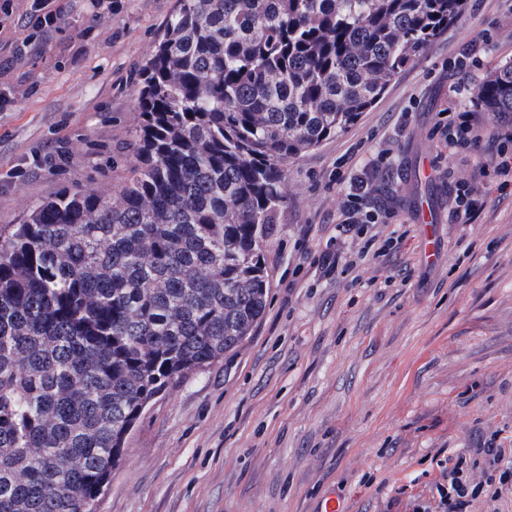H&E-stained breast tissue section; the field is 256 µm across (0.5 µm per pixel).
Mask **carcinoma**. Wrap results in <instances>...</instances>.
Segmentation results:
<instances>
[{
	"label": "carcinoma",
	"instance_id": "carcinoma-1",
	"mask_svg": "<svg viewBox=\"0 0 512 512\" xmlns=\"http://www.w3.org/2000/svg\"><path fill=\"white\" fill-rule=\"evenodd\" d=\"M466 6L176 0L133 90V175L0 233V512H91L147 405L259 325L288 161ZM475 105L512 115V62Z\"/></svg>",
	"mask_w": 512,
	"mask_h": 512
}]
</instances>
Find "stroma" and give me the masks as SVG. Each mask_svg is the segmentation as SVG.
<instances>
[{
	"mask_svg": "<svg viewBox=\"0 0 512 512\" xmlns=\"http://www.w3.org/2000/svg\"><path fill=\"white\" fill-rule=\"evenodd\" d=\"M29 0L0 30L24 48L0 91V225L61 189L120 188L130 176L138 70L176 0H62L30 38ZM492 51L479 86L512 61V0H483L444 29L340 135L288 165L279 222L264 245L269 304L253 336L157 397L126 440L96 512H403L434 477L438 449L512 441V186L480 174L478 154L440 156L432 132L455 83L450 66L480 34ZM388 152L371 203L397 213L382 237L399 252L361 281L317 263L352 253L334 227L351 176ZM478 188L473 219L451 213L456 182ZM432 204L433 234L415 221Z\"/></svg>",
	"mask_w": 512,
	"mask_h": 512,
	"instance_id": "1",
	"label": "stroma"
}]
</instances>
